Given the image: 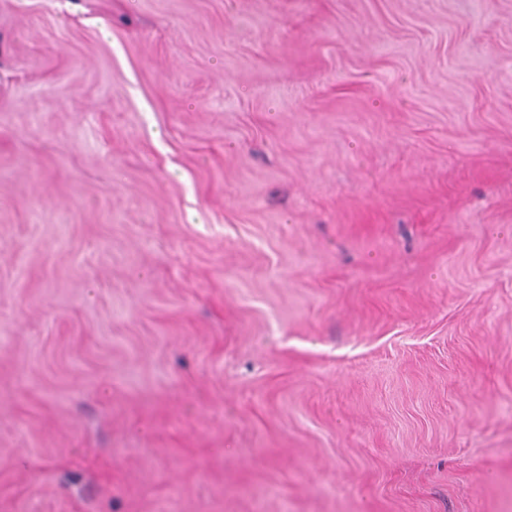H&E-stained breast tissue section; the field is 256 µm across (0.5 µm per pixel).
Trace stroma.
I'll return each instance as SVG.
<instances>
[{"label": "stroma", "mask_w": 512, "mask_h": 512, "mask_svg": "<svg viewBox=\"0 0 512 512\" xmlns=\"http://www.w3.org/2000/svg\"><path fill=\"white\" fill-rule=\"evenodd\" d=\"M0 512H512V0H0Z\"/></svg>", "instance_id": "35a3bbf8"}]
</instances>
